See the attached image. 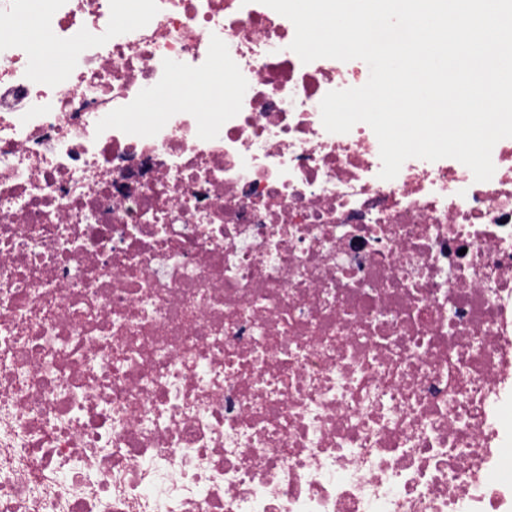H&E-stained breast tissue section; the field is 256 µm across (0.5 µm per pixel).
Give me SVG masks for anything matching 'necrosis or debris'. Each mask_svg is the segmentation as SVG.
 <instances>
[{
  "label": "necrosis or debris",
  "mask_w": 512,
  "mask_h": 512,
  "mask_svg": "<svg viewBox=\"0 0 512 512\" xmlns=\"http://www.w3.org/2000/svg\"><path fill=\"white\" fill-rule=\"evenodd\" d=\"M294 36L261 0H0V512H512V140L485 182L381 179L321 119L365 62ZM215 77L212 117L136 121ZM34 19L36 24H37V27L40 31V34H41V37L46 41V42H49L51 44H54V45H58V46H54V45H50L48 43H45L44 46H43V49H42V53L39 54V58L37 60V62L35 63V76L34 73H33V70H32V77L34 80L36 81H45L47 80L48 78H38V77H42L45 75V71L43 69V64H42V58L45 56V55H48V56H52V57H55V58H58L59 60V66L58 67H61L65 61L67 62V58H68V55H69V49L67 47H60V46H65L63 43H60V42H56V41H52L50 39L47 38V36L45 35L43 29H42V26L40 24V21H39V17H38V14L36 11H33L31 12L29 15L23 17L22 19L18 20L15 24V27L19 30H21L20 26L17 25V23L21 20L23 21H26L28 19ZM26 19V20H24ZM22 21V22H23ZM28 38L29 40L36 46L37 48V43H36V38L31 34V33H28L24 30H21ZM66 65V63H65ZM190 86V92L184 103L201 101L204 110L206 111H219L224 109L228 105V100L224 97V87L221 85L212 86L205 98H199L192 84L183 83L178 85H170L159 88L155 93V99L160 103V99L164 94L183 88L184 86ZM183 103V104H184Z\"/></svg>",
  "instance_id": "obj_1"
}]
</instances>
